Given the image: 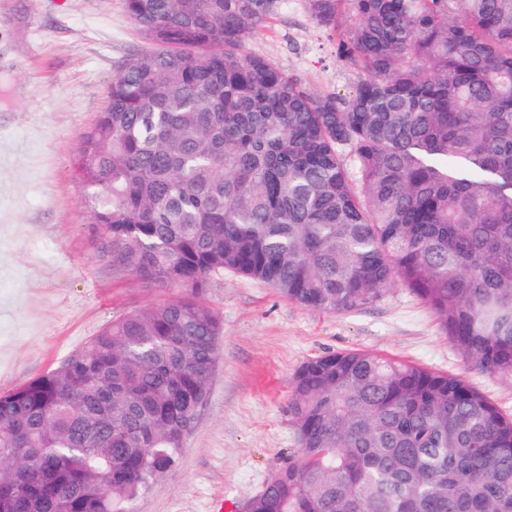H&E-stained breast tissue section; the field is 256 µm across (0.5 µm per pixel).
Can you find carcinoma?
I'll use <instances>...</instances> for the list:
<instances>
[{
    "mask_svg": "<svg viewBox=\"0 0 512 512\" xmlns=\"http://www.w3.org/2000/svg\"><path fill=\"white\" fill-rule=\"evenodd\" d=\"M362 77L316 95L245 50L279 0H125L146 39L84 134L102 253L174 298L0 394V512H130L174 467L229 271L351 312L408 288L512 375V0H307ZM299 443L243 512H512V416L454 374L347 350L290 394Z\"/></svg>",
    "mask_w": 512,
    "mask_h": 512,
    "instance_id": "carcinoma-1",
    "label": "carcinoma"
}]
</instances>
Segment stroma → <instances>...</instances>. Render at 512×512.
<instances>
[{
	"instance_id": "stroma-1",
	"label": "stroma",
	"mask_w": 512,
	"mask_h": 512,
	"mask_svg": "<svg viewBox=\"0 0 512 512\" xmlns=\"http://www.w3.org/2000/svg\"><path fill=\"white\" fill-rule=\"evenodd\" d=\"M151 48L124 0H0V393L174 294L101 258L76 171L113 77ZM246 49L317 94H345L361 78L305 0H280ZM204 299L223 319L208 400L175 467L131 512H218L256 493L298 447L291 380L326 352L360 349L462 375L512 415V376L472 368L402 286L360 310L329 313L227 272L212 277Z\"/></svg>"
}]
</instances>
